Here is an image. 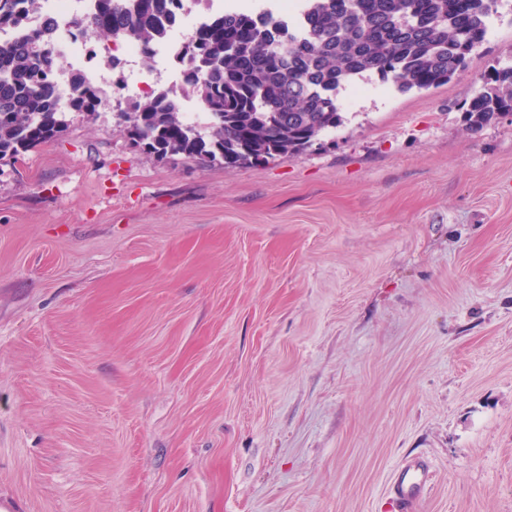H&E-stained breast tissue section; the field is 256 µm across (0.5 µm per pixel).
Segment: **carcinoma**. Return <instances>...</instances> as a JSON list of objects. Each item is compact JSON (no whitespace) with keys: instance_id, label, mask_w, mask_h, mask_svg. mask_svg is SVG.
Instances as JSON below:
<instances>
[{"instance_id":"cac0c4a2","label":"carcinoma","mask_w":512,"mask_h":512,"mask_svg":"<svg viewBox=\"0 0 512 512\" xmlns=\"http://www.w3.org/2000/svg\"><path fill=\"white\" fill-rule=\"evenodd\" d=\"M174 0H96L70 22L89 41L131 38L149 56ZM39 0H0V31L25 29ZM496 0H304L299 31L272 12H226L183 49L180 90H157L123 111L124 133L153 159L182 154L257 165L313 146L342 123L341 90L376 75L398 90H429L462 76L480 57ZM58 24L0 41V159L18 158L63 134L67 114H92L100 90L71 76L67 104L51 79ZM208 115L209 134L184 120L179 97ZM470 128L512 112V67L494 71L462 105Z\"/></svg>"}]
</instances>
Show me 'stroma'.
<instances>
[{
	"label": "stroma",
	"instance_id": "stroma-1",
	"mask_svg": "<svg viewBox=\"0 0 512 512\" xmlns=\"http://www.w3.org/2000/svg\"><path fill=\"white\" fill-rule=\"evenodd\" d=\"M114 89L0 160V512H512V0L461 77L291 157L146 158ZM461 109L471 129H480L512 112V67L495 70L492 77ZM430 465L422 456L406 458L390 482L389 504L395 512H412L430 490Z\"/></svg>",
	"mask_w": 512,
	"mask_h": 512
}]
</instances>
